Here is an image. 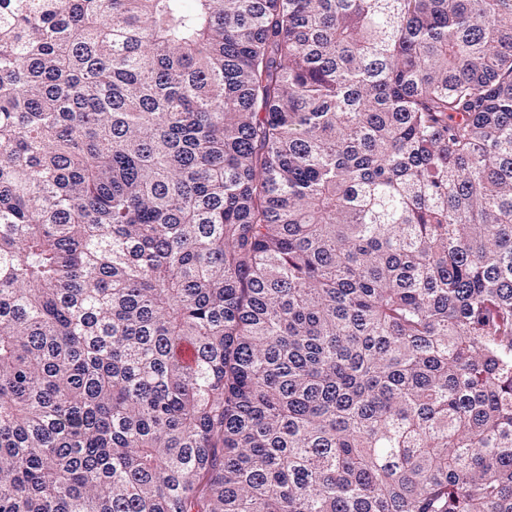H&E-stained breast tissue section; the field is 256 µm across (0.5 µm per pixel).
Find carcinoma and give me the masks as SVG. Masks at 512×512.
I'll return each mask as SVG.
<instances>
[{
  "instance_id": "carcinoma-1",
  "label": "carcinoma",
  "mask_w": 512,
  "mask_h": 512,
  "mask_svg": "<svg viewBox=\"0 0 512 512\" xmlns=\"http://www.w3.org/2000/svg\"><path fill=\"white\" fill-rule=\"evenodd\" d=\"M0 512H512V0H0Z\"/></svg>"
}]
</instances>
